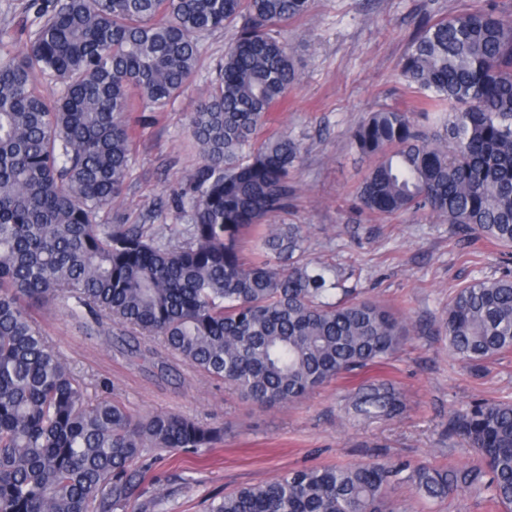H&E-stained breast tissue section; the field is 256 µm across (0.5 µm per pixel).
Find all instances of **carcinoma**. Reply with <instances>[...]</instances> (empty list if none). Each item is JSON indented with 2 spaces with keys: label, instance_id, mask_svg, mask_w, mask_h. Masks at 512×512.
I'll use <instances>...</instances> for the list:
<instances>
[{
  "label": "carcinoma",
  "instance_id": "carcinoma-1",
  "mask_svg": "<svg viewBox=\"0 0 512 512\" xmlns=\"http://www.w3.org/2000/svg\"><path fill=\"white\" fill-rule=\"evenodd\" d=\"M313 0H30L0 57V512H125L146 453L215 448L224 427L131 414L90 396L37 315L132 328L167 357L262 408L393 357L409 329L386 306L336 297V268L305 257L293 195L300 145L253 144L298 81L279 32ZM237 27L215 84L191 114L202 163L186 175L191 223L169 234L101 224L123 197L138 101L165 108L188 84L199 36ZM405 107L367 114L351 146L373 159L356 205L421 214L512 250V13L492 3L424 24L401 59ZM60 85L55 100L39 84ZM441 112L422 129L415 114ZM453 355L479 373L512 354V276L458 287L441 320ZM356 418L407 410L392 381L352 397ZM448 431L475 464L371 463L290 470L240 487L206 512H407L392 484L428 500L476 489L512 512V400L482 399Z\"/></svg>",
  "mask_w": 512,
  "mask_h": 512
}]
</instances>
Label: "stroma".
Instances as JSON below:
<instances>
[{
    "instance_id": "35a3bbf8",
    "label": "stroma",
    "mask_w": 512,
    "mask_h": 512,
    "mask_svg": "<svg viewBox=\"0 0 512 512\" xmlns=\"http://www.w3.org/2000/svg\"><path fill=\"white\" fill-rule=\"evenodd\" d=\"M487 0H313L309 13L283 32L299 81L274 109L263 134L286 133L303 147L293 172L295 193L280 224L302 225L308 259L345 271L343 285L359 298L393 309L409 336L388 361L329 382L294 404L261 408L223 383L194 376L181 362L157 367L158 344L130 351L95 322L67 318L59 308L38 319L51 345L91 390H113L134 414L170 412L224 425L218 447L187 453L152 450L132 512H203L210 498L262 484L292 469L371 462L424 463L437 468L471 462L474 452L448 420L481 398L512 399V355L473 375L452 356L440 321L455 289L499 276L500 248L456 225L418 215L379 217L359 211L354 192L370 166L350 145V130L366 113L404 106L412 98L400 61L419 19L474 12ZM235 30L204 34L193 77L166 111H138L136 142L118 212L122 220L161 233L190 221L178 195L201 157L189 119L211 88L215 66ZM397 381L408 399L397 419H350L347 398L360 386ZM393 496L411 512H494L484 495L460 492L423 506L415 488Z\"/></svg>"
}]
</instances>
